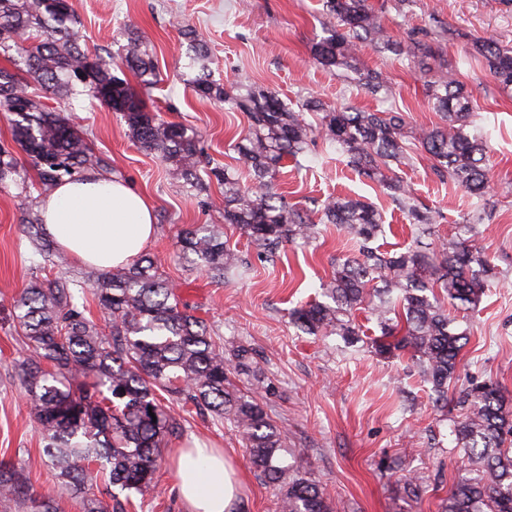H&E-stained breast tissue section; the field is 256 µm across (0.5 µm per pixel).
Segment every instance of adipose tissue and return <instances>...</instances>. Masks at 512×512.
<instances>
[{
	"label": "adipose tissue",
	"mask_w": 512,
	"mask_h": 512,
	"mask_svg": "<svg viewBox=\"0 0 512 512\" xmlns=\"http://www.w3.org/2000/svg\"><path fill=\"white\" fill-rule=\"evenodd\" d=\"M47 236L77 263L102 270L127 265L150 244L152 208L128 183L90 172L62 182L43 196ZM178 493L188 512H234L232 471L223 456L188 448L178 465Z\"/></svg>",
	"instance_id": "adipose-tissue-1"
}]
</instances>
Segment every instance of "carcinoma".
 I'll list each match as a JSON object with an SVG mask.
<instances>
[{
    "label": "carcinoma",
    "instance_id": "1",
    "mask_svg": "<svg viewBox=\"0 0 512 512\" xmlns=\"http://www.w3.org/2000/svg\"><path fill=\"white\" fill-rule=\"evenodd\" d=\"M327 36L313 48L328 68L353 74L352 83L373 92L388 90L381 71L358 66L366 44L379 53L432 56L439 44L434 31H421L404 43L391 38L367 0H324ZM81 24L73 0H0V113L11 125L12 140L26 154L46 189L89 171L106 173L109 163L90 140L63 116L86 98L99 101L123 118L128 133L147 153L171 164V175L188 193L202 194L211 178L224 186V223L231 224L260 249L310 240L319 225L336 224L356 250L336 259L321 298L289 313L290 323L315 336L336 335L348 347L359 343L391 359L407 351L417 374L431 384L435 401L448 406V380L458 372L467 332L448 317L447 307L474 308L495 278V266L480 246L486 213L494 207L489 146L466 131L477 102L459 86L435 74L429 94L443 125L409 127L397 108L361 111L306 105L323 112L314 128L277 94L255 85L229 89L214 78L205 43L185 33L188 57L196 73L185 85L199 97L226 103L243 112L248 130L233 144L238 161L249 170L255 189L243 186L235 171L206 169L197 139L181 125L148 109L146 97L160 82L149 43L134 28L117 51L84 49L75 27ZM489 73L512 86V51L495 39L475 45ZM126 68L139 88L112 70ZM91 70L95 89L80 79ZM58 101L59 108L47 104ZM338 145L346 164L389 191L409 223L432 235L441 215L415 203L396 169L411 163L407 142L420 144L440 180H448L477 199L475 209L457 226L455 237L432 251L418 247L390 252L376 245L382 218L371 205L336 197L320 208L318 221L288 204L274 190L283 162L304 155L317 137ZM27 192L12 152L0 150V187ZM26 237L40 257L43 272L10 303L22 331L27 357L19 365L30 412L56 470L59 486L82 499L83 512H126L133 494L155 489V474L171 437L182 432L161 394L176 397L201 413L229 425L246 449L252 467L280 490V512H333L319 481L293 473L288 464L287 432L267 414L259 394L268 390L254 366L252 351L217 342L207 325L181 309L176 287L149 254L122 268L70 277V257L56 248L43 224L27 222ZM181 251L191 265L224 281L242 268V260L215 224L183 227ZM109 316L102 326L86 316L88 301ZM368 306L381 335L362 334L355 312ZM235 371L251 377L242 391L229 379ZM455 406L456 447L464 450L473 475L456 480L441 512H512V405L502 386L471 379ZM26 480L15 465L0 460V498L24 500ZM35 512H59L50 490L32 498Z\"/></svg>",
    "mask_w": 512,
    "mask_h": 512
}]
</instances>
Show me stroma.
I'll use <instances>...</instances> for the list:
<instances>
[{
	"label": "stroma",
	"mask_w": 512,
	"mask_h": 512,
	"mask_svg": "<svg viewBox=\"0 0 512 512\" xmlns=\"http://www.w3.org/2000/svg\"><path fill=\"white\" fill-rule=\"evenodd\" d=\"M369 2L381 11L393 39L407 40L417 28L451 31L439 60L426 66L368 47L359 51L360 67L388 76L392 93L386 99L350 84L343 70L314 60L312 48L329 23L322 0H73L81 19L77 34L89 49L114 51L124 43L127 28L141 32L163 77L150 110L194 132L204 156L218 168L235 166L229 144L245 134L248 119L185 86L183 78L190 72L185 28H195L203 38L215 78L229 86L254 84L276 91L312 124L317 114L301 109L308 98L331 107L381 110L393 105L408 112L414 127L438 124L428 82L439 61H446L449 81L464 85L478 101L472 129L484 134L492 148L491 188L498 200L481 227L497 277L477 307L456 314L468 341L459 379L449 383L448 396L456 398L462 380L474 377L499 382L512 398V88L500 87L473 50L474 42L484 38L512 50V0ZM69 117L110 162L113 178L149 198L156 232L146 251L178 285L186 311L225 345L253 349L271 384L262 401L287 430L289 464L319 480L338 512H440L462 466L453 435L457 407L435 405L409 355L384 360L364 347L346 349L339 336H310L289 322L291 309L317 297L333 260L350 253L345 232L326 224L316 240L284 244L272 252L259 249L225 224L222 185L214 182L207 193L186 194L172 179L168 163L141 151L121 118L99 105L82 103ZM399 174L418 202L443 215L431 243L449 240L475 198L440 181L419 149L413 164ZM29 184L26 196L13 186L0 189V299L18 293L36 274L25 225L29 213L39 211L42 194L37 176H30ZM277 184L290 204L307 210L330 197L366 201L388 228L384 249L402 251L414 243V227L388 191L346 166L335 145L324 139L313 143L300 165L286 163ZM190 224L223 226L225 240L246 264L245 273L217 283L181 262L176 231ZM26 354L18 326L0 312V458L22 469L30 492L38 494L57 481L17 376ZM165 403L183 420V431L165 451L156 492L136 499L133 512H184L174 491L173 461L181 448L194 443L223 449L232 459L240 479L236 512H274L278 487L251 467L234 433L212 417L190 412L180 400L169 397Z\"/></svg>",
	"instance_id": "stroma-1"
}]
</instances>
